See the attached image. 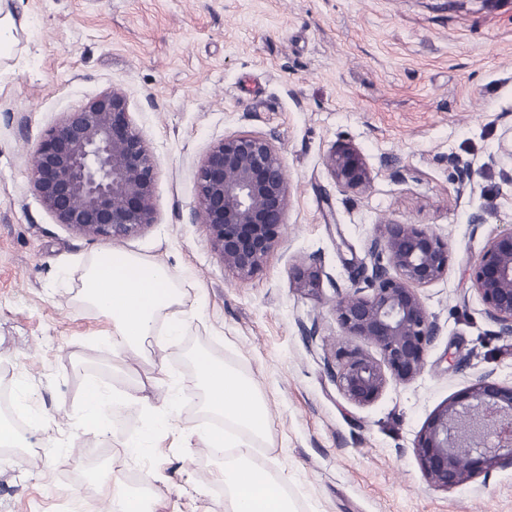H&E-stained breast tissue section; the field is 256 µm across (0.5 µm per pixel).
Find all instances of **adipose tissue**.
I'll return each mask as SVG.
<instances>
[{
    "instance_id": "1",
    "label": "adipose tissue",
    "mask_w": 512,
    "mask_h": 512,
    "mask_svg": "<svg viewBox=\"0 0 512 512\" xmlns=\"http://www.w3.org/2000/svg\"><path fill=\"white\" fill-rule=\"evenodd\" d=\"M82 302L111 319L112 332L104 348L112 361L129 353L145 354L159 329L178 335L182 329L177 309L182 304L179 281L162 263L146 261L122 250L100 253L82 278ZM196 371L201 406L215 430L198 431L205 447L224 451L222 512H293L282 482L260 471L252 450L264 439L271 418L253 382L203 349L188 356ZM176 394L166 389L152 395L139 386L109 391L99 378L85 381L81 426L97 438L107 437L110 411L139 406L144 419L139 430L122 441L126 448H151L166 429Z\"/></svg>"
}]
</instances>
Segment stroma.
Returning a JSON list of instances; mask_svg holds the SVG:
<instances>
[{
	"label": "stroma",
	"instance_id": "1",
	"mask_svg": "<svg viewBox=\"0 0 512 512\" xmlns=\"http://www.w3.org/2000/svg\"><path fill=\"white\" fill-rule=\"evenodd\" d=\"M24 22L0 63V396L24 384L45 422L29 447H0V512H82V389L152 388L143 358L111 365V326L82 305L81 276L104 250L165 262L182 281L184 331L158 339L179 385L166 440L138 458L106 453L93 488L111 512V478L140 472L155 512H219L224 451L185 441L202 414L186 356L204 349L249 377L273 424L255 459L295 512H512V467L451 490L432 486L417 439L454 396L491 375L512 386V336L497 335L470 266L512 229V0H14ZM122 91L155 160L154 222L117 240L56 223L30 183L33 154L65 113ZM267 137L289 207L254 273L226 269L196 223V170L210 147ZM339 146L364 156L370 184L337 186ZM471 179L459 183V167ZM483 225L473 228V215ZM385 222L448 243V273L422 288L440 327L420 374L389 380L358 406L327 372L360 347L336 321ZM321 267L315 290L297 265ZM317 326L306 338L302 329Z\"/></svg>",
	"mask_w": 512,
	"mask_h": 512
}]
</instances>
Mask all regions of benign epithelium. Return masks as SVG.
I'll return each mask as SVG.
<instances>
[{
  "instance_id": "1",
  "label": "benign epithelium",
  "mask_w": 512,
  "mask_h": 512,
  "mask_svg": "<svg viewBox=\"0 0 512 512\" xmlns=\"http://www.w3.org/2000/svg\"><path fill=\"white\" fill-rule=\"evenodd\" d=\"M338 186L364 187L369 171L350 147L326 160ZM30 180L58 223L92 238L127 237L154 221L150 199L154 159L131 122L126 97L112 90L68 112L47 130L34 152ZM195 219L209 229L224 266L240 275L260 267L284 223L289 203L284 164L259 135H238L213 145L196 172ZM448 273V245L416 224L387 223L369 240L361 278L336 305L348 336L378 351L336 356L329 376L358 405L373 403L388 383L414 378L439 326L418 289ZM301 288L320 284L322 270L293 271ZM474 290L500 336H512V230L491 237L471 269ZM418 455L429 482L444 490L494 468L512 465V387L484 376L440 409L420 436Z\"/></svg>"
}]
</instances>
